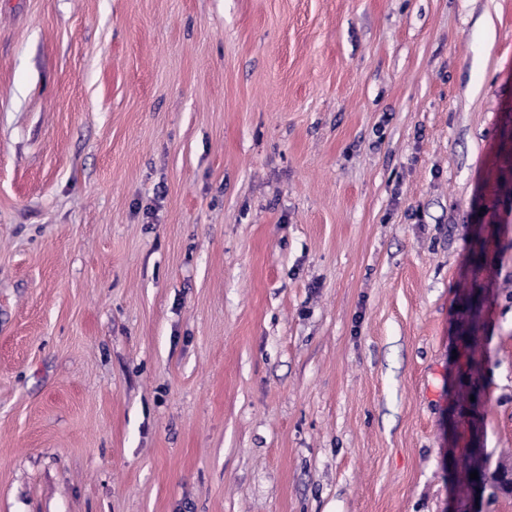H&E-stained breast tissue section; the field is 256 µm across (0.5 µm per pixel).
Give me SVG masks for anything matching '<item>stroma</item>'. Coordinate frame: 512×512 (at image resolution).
I'll return each instance as SVG.
<instances>
[{
    "label": "stroma",
    "mask_w": 512,
    "mask_h": 512,
    "mask_svg": "<svg viewBox=\"0 0 512 512\" xmlns=\"http://www.w3.org/2000/svg\"><path fill=\"white\" fill-rule=\"evenodd\" d=\"M512 0H0V512H512Z\"/></svg>",
    "instance_id": "obj_1"
}]
</instances>
